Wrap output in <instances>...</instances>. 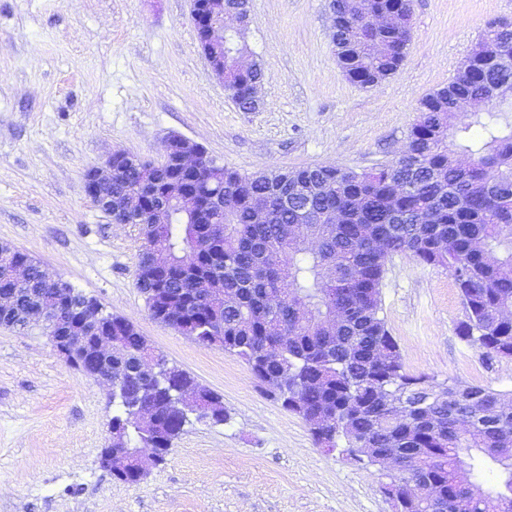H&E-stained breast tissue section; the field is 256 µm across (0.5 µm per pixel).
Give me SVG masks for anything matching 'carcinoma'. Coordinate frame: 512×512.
Returning <instances> with one entry per match:
<instances>
[{
  "mask_svg": "<svg viewBox=\"0 0 512 512\" xmlns=\"http://www.w3.org/2000/svg\"><path fill=\"white\" fill-rule=\"evenodd\" d=\"M333 41L347 46V78L368 86L402 65L409 28L388 33L369 18L386 7L411 14L412 0H331ZM509 42L503 60L465 72L419 102L409 135L411 155L377 172L271 169L245 174L232 168L204 181L183 176L145 184L121 171L112 201L150 211L162 196L191 194L206 205L210 224L145 226L146 244L168 254V269H142L136 286L150 316L202 347L216 345L242 358L283 408L309 426L321 448H345L362 460L372 443L411 461L390 476L405 498L404 512H512V399L491 387L437 383L404 367L400 347L381 316V284L388 255L448 271L465 319L458 335L482 356L512 357V121L495 120L486 104L491 84L512 86V29L489 24L468 62L488 46ZM257 72L229 69L224 91L249 110ZM453 96L478 110L455 127ZM293 175L307 184L296 201L279 200L277 188ZM236 197L234 209L213 211V194ZM429 209L433 223L419 224ZM303 224L320 240L316 251L284 233ZM209 288L224 289V308L204 302ZM124 367L132 369L146 342L127 321L112 326ZM159 389L152 432L137 423L128 387L112 430L136 437L138 448L181 433V419ZM493 465L499 487L478 497L458 485L463 459Z\"/></svg>",
  "mask_w": 512,
  "mask_h": 512,
  "instance_id": "obj_1",
  "label": "carcinoma"
}]
</instances>
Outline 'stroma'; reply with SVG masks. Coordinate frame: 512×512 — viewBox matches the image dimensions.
I'll return each instance as SVG.
<instances>
[{"instance_id": "stroma-1", "label": "stroma", "mask_w": 512, "mask_h": 512, "mask_svg": "<svg viewBox=\"0 0 512 512\" xmlns=\"http://www.w3.org/2000/svg\"><path fill=\"white\" fill-rule=\"evenodd\" d=\"M189 0H0V243L132 323L221 396L226 423L190 419L136 484L100 464L116 406L39 327H0V512H394L374 469L316 446L249 367L154 320L136 286L144 240L90 201L83 175L122 151L160 162L171 135L247 173L387 165L419 101L444 87L512 0H413L400 68L363 87L341 71L327 0H251L246 35L263 106L240 111L202 54ZM381 314L405 368L512 394V358L457 334L448 272L389 261Z\"/></svg>"}]
</instances>
